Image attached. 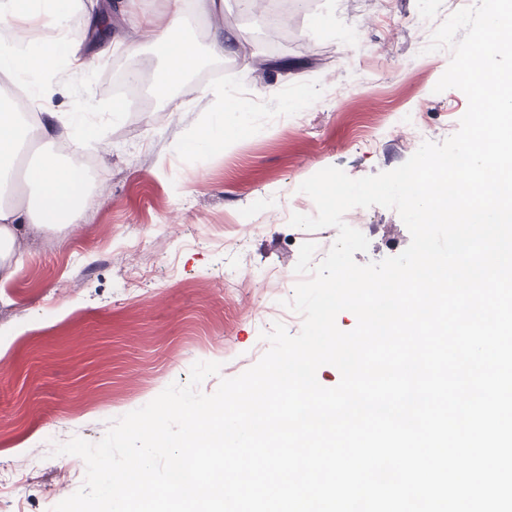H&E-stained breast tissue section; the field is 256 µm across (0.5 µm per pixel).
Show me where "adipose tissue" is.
<instances>
[{"mask_svg":"<svg viewBox=\"0 0 512 512\" xmlns=\"http://www.w3.org/2000/svg\"><path fill=\"white\" fill-rule=\"evenodd\" d=\"M82 8L83 0H0V28L28 38L22 51L0 46V72L50 80L66 74L88 76L91 64L81 58V46L70 35V21ZM187 18L185 0H163L154 17V43L165 50L164 64L152 81L157 94H165L174 87L189 95L195 92L188 77L199 65L200 56L194 45L182 37L189 26ZM89 107V100L83 98L75 102L71 113L63 114L54 111L45 99L30 124L11 103L0 100L1 281L10 279L22 262L19 238L24 225L32 224L50 233L75 223L81 175L61 160L53 146L64 138L76 145L94 136V128L81 122ZM245 110L243 101L226 98L220 111L188 137L185 150L208 153L231 146ZM31 126L36 129L41 149L19 188L14 177Z\"/></svg>","mask_w":512,"mask_h":512,"instance_id":"ef3b65f1","label":"adipose tissue"}]
</instances>
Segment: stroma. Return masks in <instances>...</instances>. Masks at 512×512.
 Returning a JSON list of instances; mask_svg holds the SVG:
<instances>
[{
  "instance_id": "obj_1",
  "label": "stroma",
  "mask_w": 512,
  "mask_h": 512,
  "mask_svg": "<svg viewBox=\"0 0 512 512\" xmlns=\"http://www.w3.org/2000/svg\"><path fill=\"white\" fill-rule=\"evenodd\" d=\"M124 4L93 0L91 13L75 16L91 78L45 91L58 112L93 98L96 109L83 121L100 132L92 143L99 184L78 223L30 233L15 275L0 282L11 300L0 304V340L9 344L0 362V512H51L61 501L56 445L100 441L111 421L187 383L196 362L221 365L200 385L210 394L267 352L265 335L281 321L270 306L292 299L299 248L309 239L274 216L239 236L238 225L264 212L269 197L329 166L356 179L402 165L414 150L409 136L387 133L390 113H421L430 141L440 143L468 107L457 89L433 91L450 56H420V0H300L275 53L264 17L243 0H224L215 16L189 11L186 35L201 58L190 81L202 94L159 97L147 84L151 108L128 103L115 117L111 62L97 57L88 15L109 16L113 38L136 41L129 59L141 71L163 65ZM217 26L236 40L221 57L210 52ZM230 83L266 106L245 114L255 133L212 154L184 151L187 137L221 109L219 92ZM287 92L300 106L281 121L275 113ZM352 214L369 241L355 253L358 263L409 245L396 210ZM284 324L292 335L302 327L298 319ZM30 455L35 463L15 471Z\"/></svg>"
}]
</instances>
